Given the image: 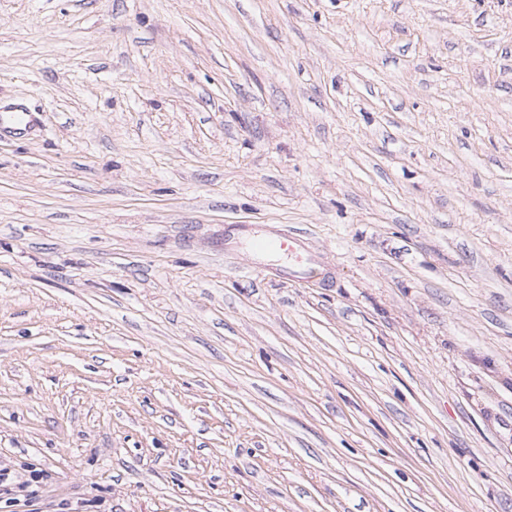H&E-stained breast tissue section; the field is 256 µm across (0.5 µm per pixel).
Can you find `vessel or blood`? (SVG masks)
Instances as JSON below:
<instances>
[{
  "instance_id": "b4317fda",
  "label": "vessel or blood",
  "mask_w": 512,
  "mask_h": 512,
  "mask_svg": "<svg viewBox=\"0 0 512 512\" xmlns=\"http://www.w3.org/2000/svg\"><path fill=\"white\" fill-rule=\"evenodd\" d=\"M36 124L32 112L22 107H10L0 110V133L7 132L23 137L31 132ZM244 241L259 256H274L280 261V276L305 281L322 266L320 256L299 236L281 231L269 232L261 236L245 233Z\"/></svg>"
}]
</instances>
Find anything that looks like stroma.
Listing matches in <instances>:
<instances>
[{
    "label": "stroma",
    "instance_id": "1",
    "mask_svg": "<svg viewBox=\"0 0 512 512\" xmlns=\"http://www.w3.org/2000/svg\"><path fill=\"white\" fill-rule=\"evenodd\" d=\"M12 106L0 512H512V0H0ZM0 133L24 137L36 124L34 113L23 107L0 108ZM243 240L258 256H275L282 263L275 268L280 276L305 281L322 267L321 257L301 237L282 231L256 236L245 230Z\"/></svg>",
    "mask_w": 512,
    "mask_h": 512
}]
</instances>
